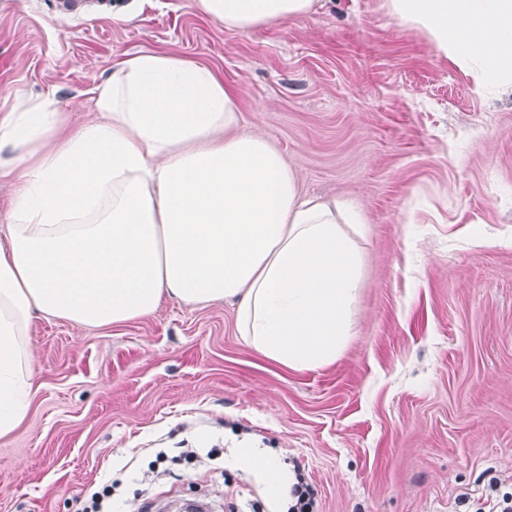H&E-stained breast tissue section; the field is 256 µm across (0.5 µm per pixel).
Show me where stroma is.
<instances>
[{"instance_id":"stroma-1","label":"stroma","mask_w":512,"mask_h":512,"mask_svg":"<svg viewBox=\"0 0 512 512\" xmlns=\"http://www.w3.org/2000/svg\"><path fill=\"white\" fill-rule=\"evenodd\" d=\"M0 0V114L50 95L70 122L141 52L210 67L240 131L305 196L363 222L352 334L296 370L240 335L235 309L167 299L104 327L35 316L23 423L0 438V512H274L230 467L238 442L312 485L318 512H483L512 495V85L477 88L384 0H320L246 33L196 0Z\"/></svg>"}]
</instances>
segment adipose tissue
<instances>
[{"label": "adipose tissue", "instance_id": "adipose-tissue-1", "mask_svg": "<svg viewBox=\"0 0 512 512\" xmlns=\"http://www.w3.org/2000/svg\"><path fill=\"white\" fill-rule=\"evenodd\" d=\"M247 32L309 16L318 0H197ZM401 23L478 86L512 84V0H385ZM94 120L66 122L52 97L0 115V178L17 191L0 238V438L29 408L34 314L85 327L153 313L168 298L230 301L241 336L301 370L335 360L351 333L361 223L343 202L302 198L281 154L237 133L233 92L212 70L169 54L118 62L89 91ZM236 463L272 498L294 477L263 448Z\"/></svg>", "mask_w": 512, "mask_h": 512}]
</instances>
